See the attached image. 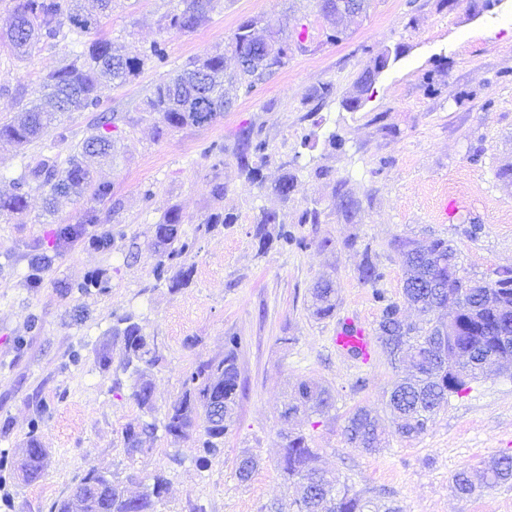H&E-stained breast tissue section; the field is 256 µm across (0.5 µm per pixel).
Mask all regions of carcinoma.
Returning a JSON list of instances; mask_svg holds the SVG:
<instances>
[{
    "instance_id": "cac0c4a2",
    "label": "carcinoma",
    "mask_w": 512,
    "mask_h": 512,
    "mask_svg": "<svg viewBox=\"0 0 512 512\" xmlns=\"http://www.w3.org/2000/svg\"><path fill=\"white\" fill-rule=\"evenodd\" d=\"M317 17L323 21L325 42L335 44L346 36L345 29L336 28V0H314ZM182 7L166 16L165 27L192 33L205 26L211 14L221 7L220 0H181ZM96 20L77 9V0H18L14 20L0 35L17 56H28L41 41L65 38L70 33L82 34ZM259 20L241 22L229 37L228 46L237 58V72L225 81L224 54H205L190 60L173 76L160 80L149 90L143 101V111L157 114L166 127L178 129L185 125H202L199 115L209 114V122L221 118L241 94L250 95L256 86L273 78L288 66L294 51L309 48L305 24L290 30L283 27L265 36L256 35ZM166 59L164 43L155 41L143 54L129 56L114 48L112 40L99 38L82 44V49L63 58L61 66L47 75L42 84L43 101L22 109L16 116L0 123V143L23 148L42 138L58 112H84L101 109L114 84L136 78L147 62ZM388 65V58L377 57L358 76L353 91L342 100L348 110L360 108L365 95L373 88L378 76ZM114 116L102 114L99 123L81 142L75 145L65 166L57 157L42 156L26 163L14 179V191L0 195V216L21 214L27 208L33 187L48 188V196L73 194L90 202L112 198V184L94 179L86 159L107 157L114 151V141L108 127ZM269 145L260 131L246 126L238 131L234 158L240 174L253 185H262V167L269 163ZM296 176L284 171L274 185V192L287 203L292 200ZM333 205L348 224H355L361 213L360 199L339 179L333 186ZM235 216L222 210L211 212L197 227V235L189 237L181 230L182 216L175 208L164 211L155 225V281L177 290L185 287L192 268L186 264L194 252L198 235L207 234L219 224H233ZM280 225L277 241L283 246L306 248L311 242L288 229L275 211L260 210L253 228L259 250L270 245L267 225ZM396 249L405 270L402 296L405 303L433 314L450 307L453 314L448 322L428 319L425 324L410 323L403 315L401 304L376 289L374 298L380 303V317L375 336L390 363L407 362L412 373L396 381L390 391L387 407L395 420V432L402 439H414L424 434L437 410L451 397L471 389L491 362L500 369H512V269L497 272L490 282L476 285L460 275L456 250L441 238L424 243L400 238ZM360 280L376 285L382 278L372 260L369 247H364V259L359 268ZM312 315L324 320L336 314V290L329 281L316 283L312 289ZM112 338L121 341L129 360L144 365L138 370L132 397L137 405L153 409V388L149 370L159 360L143 328L131 313L116 316ZM229 350L221 360L198 364L185 378L184 391L167 409L160 421H145L128 426L122 432L124 451L128 458L148 452L142 438L163 430L177 438H188L197 429L205 436L203 449L208 454L220 451L224 435L232 419L240 389L235 349L237 338H228ZM335 403L331 391L323 385L306 380L298 386L295 403L288 406L284 417L300 410L326 412ZM344 437L356 448L369 454L378 452L386 442V428L378 416L363 408L352 412L346 420ZM48 451L38 439L28 437L23 456L12 461L0 455V472L16 468L29 481L43 477ZM280 466L289 479L301 486L295 501L296 512H403L394 501L378 503L345 485L337 487L336 479L318 466V451L310 447L301 432L288 434L281 453ZM259 467L251 455L237 466L239 481L247 482ZM512 483V456L502 455L479 462L476 471L462 468L451 478V489L460 497H468L482 488ZM167 481L161 474L152 476V484L137 495L126 494L123 482L90 468L71 487L70 493L56 499L50 512H157L156 505L165 493Z\"/></svg>"
}]
</instances>
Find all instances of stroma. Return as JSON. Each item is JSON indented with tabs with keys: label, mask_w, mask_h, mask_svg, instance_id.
Instances as JSON below:
<instances>
[{
	"label": "stroma",
	"mask_w": 512,
	"mask_h": 512,
	"mask_svg": "<svg viewBox=\"0 0 512 512\" xmlns=\"http://www.w3.org/2000/svg\"><path fill=\"white\" fill-rule=\"evenodd\" d=\"M221 2L207 25L186 34L163 26L177 0H117L100 15L83 41L109 38L133 55L157 40L167 50L164 63H149L135 79L113 86L105 104L118 115L116 153L92 168L96 179L111 182L114 198L94 206L96 224L82 221L86 200L61 197L49 210L38 188L23 214L0 217V425L9 426L0 432V455L19 457L32 433L49 451L40 480L15 475L0 482V512H49L91 468L123 478L131 496L150 475L163 474L167 492L158 512H261L271 503L294 512L298 487L280 467L291 429L307 436L320 466L340 481L396 501L404 512H512V484L469 498L450 488L455 471L512 455V377L488 372L442 407L426 433L392 438L370 456L346 442L345 421L360 407L384 413L397 373L381 350L364 363L333 345L345 319L372 331L380 315L373 287L359 278L362 253L345 248L348 239L370 247L383 274L377 287L394 300L401 299L405 278L392 247L398 237L448 240L477 279L512 268V180L499 175L512 166V0H370L333 45L323 41L311 0ZM249 17L273 26L306 23L312 46L240 96L216 123L157 135L154 118L142 110L150 88L215 51L224 54L225 72H233L226 45ZM70 50L64 42H43L20 61L0 45V119L33 101ZM388 53L393 59L370 98L358 111L345 109L342 101L360 72ZM326 83L332 96L318 107L307 103L309 92ZM247 125L261 131L273 154L263 188L244 181L233 156L235 136ZM333 134L343 149L330 146ZM477 143L485 152L474 165L469 151ZM214 144L224 146L223 157L210 155ZM284 160L293 161L297 177L286 203L270 188ZM319 167L329 169V178H316ZM341 178L362 201L358 223L333 210L332 186ZM217 181L227 186L220 201L211 193ZM445 202L455 206L452 217L441 215ZM170 207L180 210L189 236L213 209L237 217L199 236L189 259L191 283L178 291L155 285L153 276L154 228ZM263 208L278 211L313 246L259 249L253 226ZM307 208L325 211L324 222L298 223ZM472 224L482 227L474 237L465 233ZM64 225L75 234L57 239ZM104 231L112 234L111 246L91 247V235ZM324 238L331 247H318ZM45 248L53 261L35 284L29 261ZM94 271L102 287H84ZM323 277L335 283L337 309L335 317L318 320L309 311V290ZM124 313L136 317L160 355L150 372V412L132 399L135 376L124 368L122 344L111 340L115 318ZM229 336L239 342L242 389L220 452L205 455L197 437L161 432L146 440L144 455L129 460L122 429L162 418L198 362L223 358ZM104 343L111 357L106 369L96 359ZM308 379L333 390L334 408L284 420L298 383ZM246 452L260 466L243 483L236 467Z\"/></svg>",
	"instance_id": "35a3bbf8"
}]
</instances>
